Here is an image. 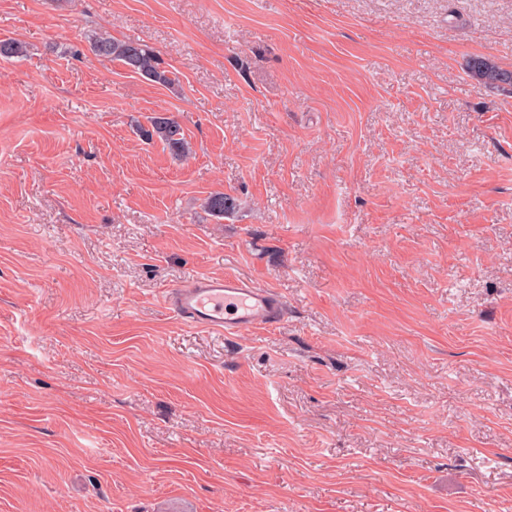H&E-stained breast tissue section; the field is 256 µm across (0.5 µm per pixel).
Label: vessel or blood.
I'll return each instance as SVG.
<instances>
[{
	"label": "vessel or blood",
	"instance_id": "b4317fda",
	"mask_svg": "<svg viewBox=\"0 0 512 512\" xmlns=\"http://www.w3.org/2000/svg\"><path fill=\"white\" fill-rule=\"evenodd\" d=\"M166 299L180 320L227 336L275 326L286 311L275 292L236 276L197 277L170 289Z\"/></svg>",
	"mask_w": 512,
	"mask_h": 512
}]
</instances>
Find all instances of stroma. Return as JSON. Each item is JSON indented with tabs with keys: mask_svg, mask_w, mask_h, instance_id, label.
<instances>
[{
	"mask_svg": "<svg viewBox=\"0 0 512 512\" xmlns=\"http://www.w3.org/2000/svg\"><path fill=\"white\" fill-rule=\"evenodd\" d=\"M1 37L0 512H512V87L463 70L512 71V0H0ZM226 275L283 321L164 301ZM92 52L97 57L118 62L128 71L152 82L164 86L175 82L172 72L162 67L157 52L139 41L116 40L101 33L93 39ZM465 71L474 79L489 85H512V72L501 69L486 57H471L465 62ZM140 135L148 141H160L175 160H182L191 151V146L181 125L173 115L158 113L151 116L148 126L139 125ZM235 198L224 194V192L210 193L204 199L205 210L214 218L222 219L236 210ZM166 299L180 320L221 330L226 336L275 326L286 311L275 292L236 276L197 277L170 289Z\"/></svg>",
	"mask_w": 512,
	"mask_h": 512,
	"instance_id": "1",
	"label": "stroma"
}]
</instances>
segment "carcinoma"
Returning <instances> with one entry per match:
<instances>
[{
	"label": "carcinoma",
	"mask_w": 512,
	"mask_h": 512,
	"mask_svg": "<svg viewBox=\"0 0 512 512\" xmlns=\"http://www.w3.org/2000/svg\"><path fill=\"white\" fill-rule=\"evenodd\" d=\"M95 56L119 63L128 71L152 82L167 86L175 79L171 71L162 67L157 52L148 45L134 40H116L104 33L95 36L92 42ZM27 53V46L11 38H0V59L21 57ZM465 71L474 79L489 85H512V72L501 69L486 57H471L465 62ZM140 135L148 140L160 141L180 161L187 157L191 146L181 125L174 116L158 113L148 120V125L138 127ZM235 198L222 192L209 194L204 199L205 210L216 219H222L236 210Z\"/></svg>",
	"instance_id": "cac0c4a2"
}]
</instances>
